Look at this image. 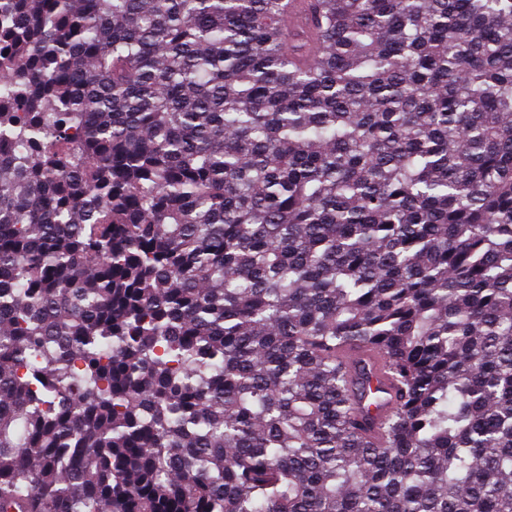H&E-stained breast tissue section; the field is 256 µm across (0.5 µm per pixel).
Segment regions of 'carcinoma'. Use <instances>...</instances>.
I'll return each mask as SVG.
<instances>
[{"mask_svg": "<svg viewBox=\"0 0 512 512\" xmlns=\"http://www.w3.org/2000/svg\"><path fill=\"white\" fill-rule=\"evenodd\" d=\"M289 7L0 0V512H512V0Z\"/></svg>", "mask_w": 512, "mask_h": 512, "instance_id": "cac0c4a2", "label": "carcinoma"}]
</instances>
